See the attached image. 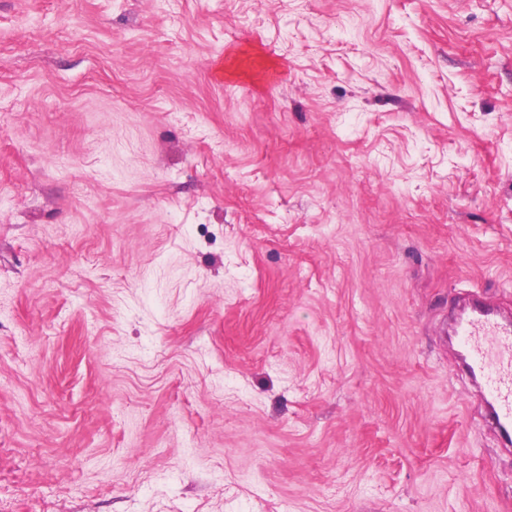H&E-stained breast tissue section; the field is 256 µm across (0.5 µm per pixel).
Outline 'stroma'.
Segmentation results:
<instances>
[{"mask_svg":"<svg viewBox=\"0 0 512 512\" xmlns=\"http://www.w3.org/2000/svg\"><path fill=\"white\" fill-rule=\"evenodd\" d=\"M474 294L512 0H0V512H512Z\"/></svg>","mask_w":512,"mask_h":512,"instance_id":"35a3bbf8","label":"stroma"}]
</instances>
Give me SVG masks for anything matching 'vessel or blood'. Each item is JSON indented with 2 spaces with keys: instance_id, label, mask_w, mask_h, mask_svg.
<instances>
[{
  "instance_id": "vessel-or-blood-1",
  "label": "vessel or blood",
  "mask_w": 512,
  "mask_h": 512,
  "mask_svg": "<svg viewBox=\"0 0 512 512\" xmlns=\"http://www.w3.org/2000/svg\"><path fill=\"white\" fill-rule=\"evenodd\" d=\"M454 334L463 360L489 399L490 419L512 443V320L475 302L457 318Z\"/></svg>"
}]
</instances>
